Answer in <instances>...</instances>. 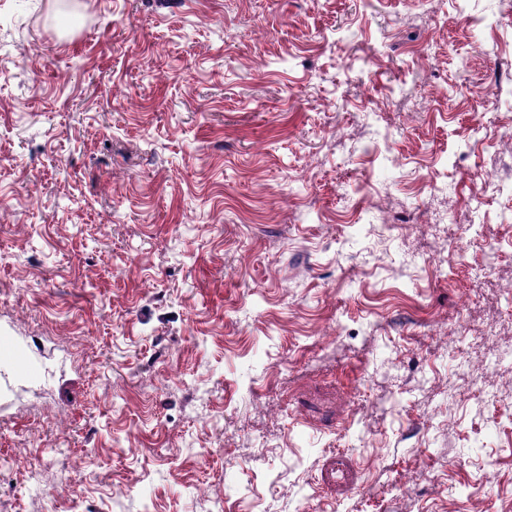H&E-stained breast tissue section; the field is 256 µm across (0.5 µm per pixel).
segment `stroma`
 Masks as SVG:
<instances>
[{"label":"stroma","mask_w":512,"mask_h":512,"mask_svg":"<svg viewBox=\"0 0 512 512\" xmlns=\"http://www.w3.org/2000/svg\"><path fill=\"white\" fill-rule=\"evenodd\" d=\"M503 159L512 0H0V512H512ZM507 187L512 191V182L505 185L501 180H495L489 176H482L480 185H473V190L468 197L469 205L476 214H480L486 203V196L490 190L503 191ZM10 362L23 376L35 378L39 375L38 366L28 360L23 347L12 336L0 334V363Z\"/></svg>","instance_id":"obj_1"}]
</instances>
